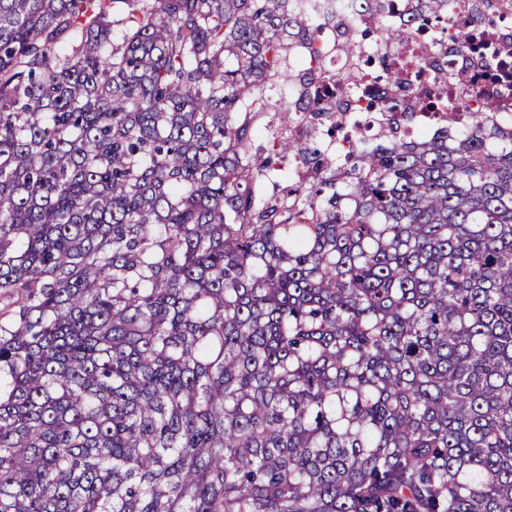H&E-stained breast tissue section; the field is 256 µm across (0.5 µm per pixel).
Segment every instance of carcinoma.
Returning a JSON list of instances; mask_svg holds the SVG:
<instances>
[{"instance_id":"obj_1","label":"carcinoma","mask_w":512,"mask_h":512,"mask_svg":"<svg viewBox=\"0 0 512 512\" xmlns=\"http://www.w3.org/2000/svg\"><path fill=\"white\" fill-rule=\"evenodd\" d=\"M423 2L0 0V512H512V131L338 156L319 90ZM319 3L320 8L316 15L321 19L327 28L337 33L340 24L359 25L365 22L370 16L371 9L367 8L369 3L364 0H314Z\"/></svg>"}]
</instances>
